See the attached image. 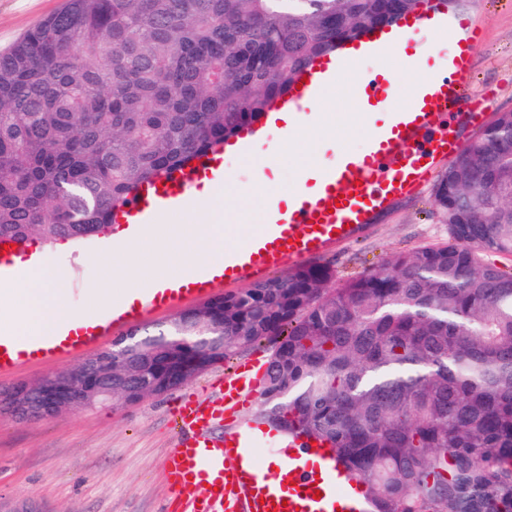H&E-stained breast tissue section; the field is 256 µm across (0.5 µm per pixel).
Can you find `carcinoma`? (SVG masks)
<instances>
[{
	"mask_svg": "<svg viewBox=\"0 0 512 512\" xmlns=\"http://www.w3.org/2000/svg\"><path fill=\"white\" fill-rule=\"evenodd\" d=\"M428 0H65L0 54V239L108 231L314 61ZM448 240L335 283L328 264L136 331L141 378L186 383L274 342L257 417L329 445L372 512H512V110L434 187ZM198 362L197 374L185 366Z\"/></svg>",
	"mask_w": 512,
	"mask_h": 512,
	"instance_id": "carcinoma-1",
	"label": "carcinoma"
}]
</instances>
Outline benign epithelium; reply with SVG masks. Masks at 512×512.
Segmentation results:
<instances>
[{
    "instance_id": "obj_1",
    "label": "benign epithelium",
    "mask_w": 512,
    "mask_h": 512,
    "mask_svg": "<svg viewBox=\"0 0 512 512\" xmlns=\"http://www.w3.org/2000/svg\"><path fill=\"white\" fill-rule=\"evenodd\" d=\"M106 347L80 366L44 378L36 383H20L0 393V408L18 420L47 418L62 412L107 406L112 397V363L102 360Z\"/></svg>"
}]
</instances>
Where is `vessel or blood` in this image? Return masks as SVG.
<instances>
[{
    "label": "vessel or blood",
    "instance_id": "1",
    "mask_svg": "<svg viewBox=\"0 0 512 512\" xmlns=\"http://www.w3.org/2000/svg\"><path fill=\"white\" fill-rule=\"evenodd\" d=\"M480 43L479 29L467 26L465 38L448 53L447 76L428 78L403 112L393 110L382 75L365 79L355 93L356 102L369 107V144L363 151L346 152L327 166L307 165L300 172L303 189L277 207L241 247L225 252L220 263L205 264L167 287L148 289L132 304L113 307L111 322L94 319L78 332L40 340L13 341L0 333V373L81 351L112 328L137 322L147 310L188 296L208 297L221 285L299 265L357 237L376 212L417 189L439 163L462 151L461 126L483 124L487 104L468 93ZM306 78L284 102L297 124L305 118L301 100L320 102L324 86L334 83L336 75L322 60ZM221 165V159L206 155L145 184L119 214L118 224L133 234L161 211L181 208L195 182L205 174L220 175ZM260 373L256 363L235 369L225 376L215 402L190 397L176 402L179 440L166 462L176 512H368L363 487L348 477L329 446L287 441L249 423L220 439L208 435L209 424L235 417L258 388ZM260 447L268 449L270 463L258 461L255 451Z\"/></svg>",
    "mask_w": 512,
    "mask_h": 512
}]
</instances>
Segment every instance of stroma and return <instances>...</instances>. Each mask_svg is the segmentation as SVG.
Returning a JSON list of instances; mask_svg holds the SVG:
<instances>
[{"mask_svg": "<svg viewBox=\"0 0 512 512\" xmlns=\"http://www.w3.org/2000/svg\"><path fill=\"white\" fill-rule=\"evenodd\" d=\"M63 0H0V52L43 18L56 12ZM459 16L479 26L482 41L475 56V76L470 94L486 99L488 115L512 109V0H464ZM333 148H313L305 155L283 154L276 183L290 189L301 164L335 162L341 148L359 150L360 135L341 133ZM227 191L219 193L213 211L238 205L234 233L224 238L225 247L236 244L237 233L263 221L252 205L254 177L248 161L229 165ZM433 182L417 193L395 200L375 215L372 224L357 238L319 255L332 264L337 282L358 277L398 253L446 241L448 227L436 212ZM213 211L183 216L186 224L211 223ZM122 239L116 230L66 246H45L41 254L75 312H90L105 318L112 308L90 307V297L105 280L120 284L121 267L106 269L105 252L121 253ZM269 341L243 350L233 359L158 397H149L124 407H94L54 417L16 421L0 412V500L25 499L41 512H172L165 460L177 442L172 408L183 396L215 401L220 397L217 379L240 366L268 360ZM85 353L61 357L45 364H27L0 374V392L18 383H34L82 364Z\"/></svg>", "mask_w": 512, "mask_h": 512, "instance_id": "stroma-1", "label": "stroma"}]
</instances>
